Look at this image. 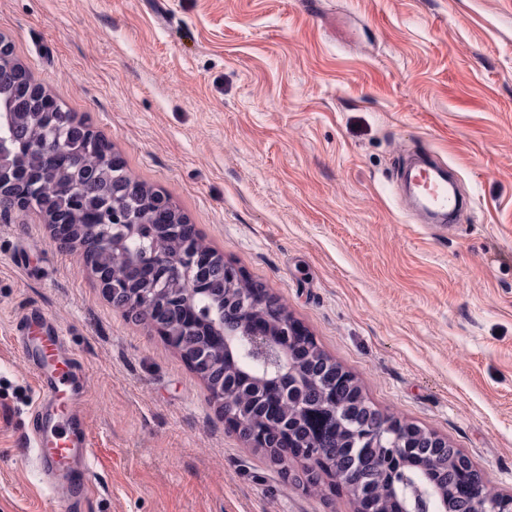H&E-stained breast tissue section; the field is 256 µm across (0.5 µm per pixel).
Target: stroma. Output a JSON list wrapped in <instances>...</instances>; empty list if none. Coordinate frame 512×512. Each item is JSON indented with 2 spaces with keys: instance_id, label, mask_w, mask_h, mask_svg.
<instances>
[{
  "instance_id": "obj_1",
  "label": "stroma",
  "mask_w": 512,
  "mask_h": 512,
  "mask_svg": "<svg viewBox=\"0 0 512 512\" xmlns=\"http://www.w3.org/2000/svg\"><path fill=\"white\" fill-rule=\"evenodd\" d=\"M0 38L378 409L512 494V0H0ZM416 155L457 179L453 221L402 202ZM35 312L81 366L91 492L68 508L24 445L10 331ZM306 468L230 430L39 214L0 217V512H354Z\"/></svg>"
}]
</instances>
